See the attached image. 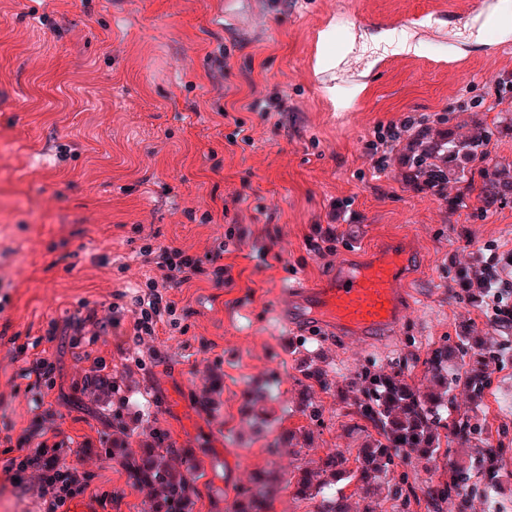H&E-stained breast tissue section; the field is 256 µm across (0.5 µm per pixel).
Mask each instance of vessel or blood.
Returning a JSON list of instances; mask_svg holds the SVG:
<instances>
[{
  "mask_svg": "<svg viewBox=\"0 0 512 512\" xmlns=\"http://www.w3.org/2000/svg\"><path fill=\"white\" fill-rule=\"evenodd\" d=\"M413 257L410 247L391 245L361 263L337 267L323 285L283 289L287 322L296 328L314 320L357 340L389 331L405 314L402 283Z\"/></svg>",
  "mask_w": 512,
  "mask_h": 512,
  "instance_id": "vessel-or-blood-1",
  "label": "vessel or blood"
}]
</instances>
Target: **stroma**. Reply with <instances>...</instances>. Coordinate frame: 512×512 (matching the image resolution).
<instances>
[{
	"instance_id": "1",
	"label": "stroma",
	"mask_w": 512,
	"mask_h": 512,
	"mask_svg": "<svg viewBox=\"0 0 512 512\" xmlns=\"http://www.w3.org/2000/svg\"><path fill=\"white\" fill-rule=\"evenodd\" d=\"M512 0H0V512H25L32 493L4 471L7 438L55 429L67 465L85 448L121 446L139 457L153 431L170 434L171 465L198 467L194 512H233L237 490L271 471L266 512H314L292 497L289 474L318 470L327 448L365 441L335 391L313 389L323 425L297 409L300 367L330 382L366 367L425 358L470 326L488 347L485 412L491 440L512 443V332L491 328L457 271L512 253V200L483 208L408 186L398 161L376 171L370 141L405 117L455 129L461 115L494 127L493 157L512 164V40L494 27L470 38ZM404 27L421 56L374 46ZM328 64L316 68L319 37ZM494 69V82L484 73ZM273 101L271 114L254 101ZM244 129L254 140L244 146ZM332 226L336 252L307 247L314 225ZM227 245L233 279L203 265L169 289L179 325L160 326L148 359L129 332L133 298L157 275L144 246L201 256ZM398 241L419 257L405 283L396 329L351 346L342 335L278 318L288 284L328 280L338 264ZM225 244V243H224ZM120 322L95 340L69 324L87 309ZM103 358L93 369L85 352ZM53 360L37 380L34 358ZM118 382L95 390L93 377ZM309 429L294 451L271 444ZM100 512H149L121 461L96 462Z\"/></svg>"
}]
</instances>
